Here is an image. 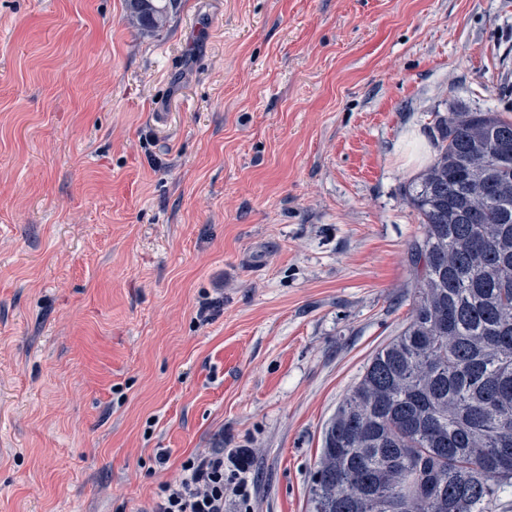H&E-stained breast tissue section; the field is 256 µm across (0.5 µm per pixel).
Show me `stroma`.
Instances as JSON below:
<instances>
[{
    "label": "stroma",
    "mask_w": 512,
    "mask_h": 512,
    "mask_svg": "<svg viewBox=\"0 0 512 512\" xmlns=\"http://www.w3.org/2000/svg\"><path fill=\"white\" fill-rule=\"evenodd\" d=\"M510 100L512 0H0V512H143L211 448L224 512H310L414 307L401 137ZM127 18L141 34L161 31L179 8V0H126Z\"/></svg>",
    "instance_id": "35a3bbf8"
}]
</instances>
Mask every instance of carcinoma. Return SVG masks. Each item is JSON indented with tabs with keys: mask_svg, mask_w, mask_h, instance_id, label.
Segmentation results:
<instances>
[{
	"mask_svg": "<svg viewBox=\"0 0 512 512\" xmlns=\"http://www.w3.org/2000/svg\"><path fill=\"white\" fill-rule=\"evenodd\" d=\"M142 34L180 0H126ZM407 195L423 226L410 321L323 431L312 512H486L512 480V120L437 119Z\"/></svg>",
	"mask_w": 512,
	"mask_h": 512,
	"instance_id": "1",
	"label": "carcinoma"
}]
</instances>
